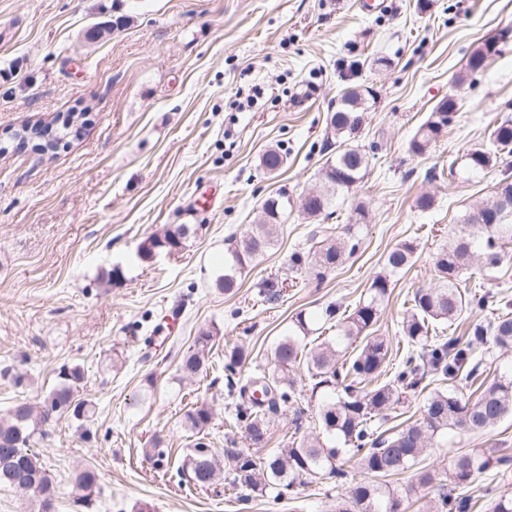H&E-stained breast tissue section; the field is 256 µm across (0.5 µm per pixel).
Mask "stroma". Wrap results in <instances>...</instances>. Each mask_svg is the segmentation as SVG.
Instances as JSON below:
<instances>
[{
	"label": "stroma",
	"mask_w": 512,
	"mask_h": 512,
	"mask_svg": "<svg viewBox=\"0 0 512 512\" xmlns=\"http://www.w3.org/2000/svg\"><path fill=\"white\" fill-rule=\"evenodd\" d=\"M0 0V137L56 116L81 113L80 138L43 154L0 155V369L28 375L26 390L0 377V411L52 388L61 365L85 369L80 395L95 412L84 439L70 418L51 427L38 451L69 490L76 465L101 475L97 512H336L362 473L345 485L316 480L278 501L214 496L171 478L190 446L183 424L180 356L202 328L221 332L197 395L211 405L215 448L225 446L230 401L224 352L248 345L244 373L273 368L272 349L302 310L356 302L395 244L415 241L416 262L394 279L377 324L393 352L406 342L399 322L414 291L433 274L432 256L452 239L458 218L490 198L500 167L470 174L462 160L489 148V134L512 118V39L484 70L467 61L512 30V0ZM102 36L88 41L89 27ZM390 59L387 67L377 58ZM373 91L358 142L373 147L370 168L336 209L368 210V234L344 266L316 279L289 270L313 221L291 212L276 246L248 264L233 292L215 288L231 237L246 234L261 203L313 189L328 158L327 115L342 88ZM265 94L246 107L254 86ZM459 108L430 153L408 141L435 104ZM271 148L286 159L260 164ZM435 198L418 211L415 199ZM195 233L177 253L144 262L139 243L167 226ZM120 268L122 282L106 279ZM180 309L179 326L142 358L143 328ZM170 449L167 472L145 450L153 437ZM458 452L512 456V417L470 435L449 433L433 449L435 469Z\"/></svg>",
	"instance_id": "1"
}]
</instances>
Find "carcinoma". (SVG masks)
<instances>
[{
	"label": "carcinoma",
	"mask_w": 512,
	"mask_h": 512,
	"mask_svg": "<svg viewBox=\"0 0 512 512\" xmlns=\"http://www.w3.org/2000/svg\"><path fill=\"white\" fill-rule=\"evenodd\" d=\"M370 88L359 84L346 87L336 110L327 123V133L336 143V155L322 170V187L308 192L298 204L299 212L309 218H329L336 199L362 180L368 167L365 149L355 143L364 112L368 110ZM458 110L453 97L440 100L408 141V152L422 156L446 133ZM70 136L68 120L56 127L31 128L16 139L46 153L55 150ZM493 149L477 148L465 157L469 170L478 172L512 155V119L507 118L490 133ZM288 198H266L260 207L257 223L251 231L224 254V273L215 286L230 292L238 285V276L277 241L282 224L288 220ZM367 211L362 203L352 208L349 221L335 228L319 224L311 230V246L289 256L290 269L310 267L317 279L335 271L359 250L367 234ZM461 223L465 232L441 247L433 256V282L413 294L412 306L401 322L400 332L406 349L392 368L388 341L375 335L374 326L387 304L394 277L414 264L417 246L401 241L384 256L383 269L370 282L366 292L351 307L330 302L320 311L298 312L288 331L273 348L274 368L260 377L235 379L248 354L235 345L224 351V375L230 390H238V402L231 411L235 424L244 425L246 440L254 448H264L271 437V424L284 410L307 397L315 402L321 434L290 437L281 448H272L255 456L237 447L234 439L219 452L211 447L209 436L214 426L213 408L202 403L184 415L191 433L190 453L176 474L179 481L200 487L224 485L241 490V499L272 498L279 500L294 488L312 480L346 478L343 466L354 461L370 480L357 483L348 496L345 512H400L411 488H398L389 481L418 468V481L426 485L437 479L435 469L421 463L431 454L438 440L455 431L477 434L512 415V368L504 370L477 397L448 387L459 376L473 380L480 362L476 349L490 344L512 347V301L504 294L492 301L485 294L461 288L462 277L482 276L505 266L502 242L512 241V174L504 168L491 199L471 205ZM190 236V227L180 224L165 227L146 237L137 256L148 261L159 253H176ZM499 306L500 312L487 324L471 329V339L464 348L456 339L444 336L464 313L484 311ZM321 325L335 336L306 349L305 340ZM217 327L201 329L193 343L181 355L177 371L180 380L192 382L206 371L216 338ZM305 363L308 383L298 385L293 368ZM56 385L39 401H19L0 413V489L19 491L15 479L23 475L28 481L25 493L38 504V512H48L47 504L57 503L61 495L58 481L34 450L47 436L45 426L55 416H68L85 423L93 406L77 398L84 380V370L64 365L57 374ZM428 380L432 390L427 395L421 417L401 428L383 429L405 394ZM146 455L158 466L168 455L163 441L156 437ZM508 474L512 459L492 458L463 452L454 456L450 470L444 473L451 483L467 485L473 477L490 467ZM101 493L98 471L85 464L75 471L71 482L70 505L73 512H93ZM490 512H512V497L501 495L486 486ZM472 498L444 493L432 506V512H470Z\"/></svg>",
	"instance_id": "cac0c4a2"
}]
</instances>
